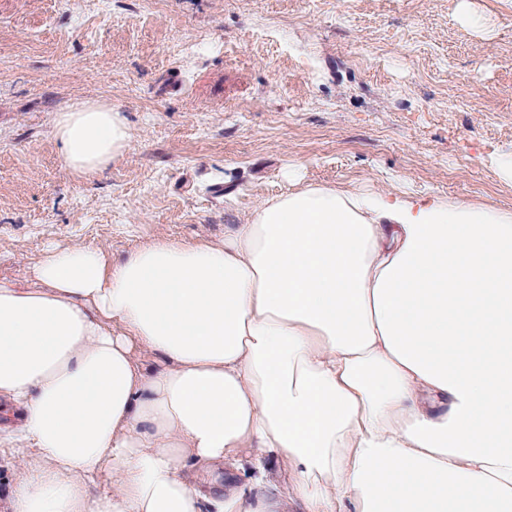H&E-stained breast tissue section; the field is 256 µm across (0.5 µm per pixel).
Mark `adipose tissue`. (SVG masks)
I'll return each instance as SVG.
<instances>
[{
	"label": "adipose tissue",
	"instance_id": "obj_1",
	"mask_svg": "<svg viewBox=\"0 0 512 512\" xmlns=\"http://www.w3.org/2000/svg\"><path fill=\"white\" fill-rule=\"evenodd\" d=\"M68 171L129 147L61 113ZM30 451L0 512H512V212L306 186L222 243L47 246L0 281V399ZM273 452L277 493L198 490ZM190 479L199 484V488L204 492L211 489L215 484H223L235 475L239 480L251 484L255 489H262L267 482L279 481L283 483L286 477V470L282 462L278 461L275 457L267 455L262 470H258L255 458L251 452H244L239 459L234 463L233 467H221L213 469L212 471L205 472L197 476L200 470L195 468H186Z\"/></svg>",
	"mask_w": 512,
	"mask_h": 512
}]
</instances>
